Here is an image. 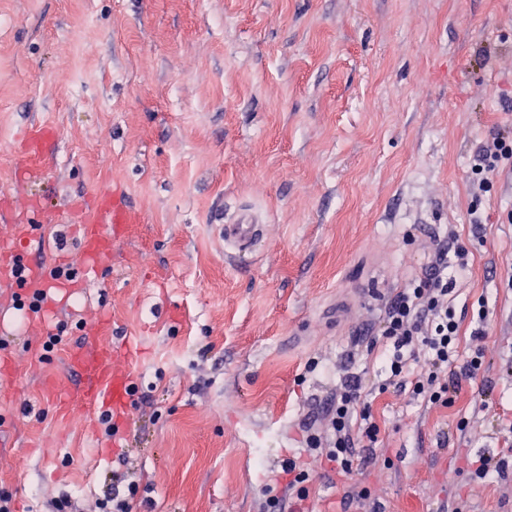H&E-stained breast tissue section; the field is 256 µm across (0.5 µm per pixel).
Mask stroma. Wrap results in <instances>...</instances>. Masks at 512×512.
Listing matches in <instances>:
<instances>
[{
    "instance_id": "stroma-1",
    "label": "stroma",
    "mask_w": 512,
    "mask_h": 512,
    "mask_svg": "<svg viewBox=\"0 0 512 512\" xmlns=\"http://www.w3.org/2000/svg\"><path fill=\"white\" fill-rule=\"evenodd\" d=\"M45 123L57 140L31 159L36 179L16 180L18 139ZM510 130L512 0H0V190L45 200L0 235L45 239L17 257L51 265L76 256L72 207L94 189L120 187L129 211L98 281L50 289L58 316L17 310V286L0 285L13 512L65 494L92 512L124 467L148 512H256L344 371H377L361 333L449 229L469 249L448 368L461 395L448 409L377 398L384 457L363 479L378 512H512V475L478 488L452 475L497 451V417L512 415V181L469 188L481 144ZM237 204L267 221L242 258L218 232ZM356 286V318L337 319ZM102 338L147 400L91 441L98 415L57 404L42 380L74 389L68 356ZM480 345L485 369L467 376ZM308 488L303 512H342L347 485L320 470Z\"/></svg>"
}]
</instances>
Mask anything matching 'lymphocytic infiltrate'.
<instances>
[{"instance_id": "f902f5d3", "label": "lymphocytic infiltrate", "mask_w": 512, "mask_h": 512, "mask_svg": "<svg viewBox=\"0 0 512 512\" xmlns=\"http://www.w3.org/2000/svg\"><path fill=\"white\" fill-rule=\"evenodd\" d=\"M512 160V135L495 134L482 146L472 168V188L489 191L505 162ZM468 249L456 233L436 245L429 265L385 303L378 319L377 336L386 355L385 381L371 385L363 373L343 375L325 409L322 429H307L305 457L287 458L273 486L266 490L258 512H288L290 503L306 500L309 466L324 464L347 483L348 501L369 504L371 491L358 481L359 471L376 461L380 426L372 415L369 398L389 387L408 390L423 406H453L460 394L457 381L447 376L457 356L460 323L452 294L468 267ZM502 441L497 454L468 457L461 469L473 486L501 480L512 472V420L500 426Z\"/></svg>"}]
</instances>
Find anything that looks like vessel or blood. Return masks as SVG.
<instances>
[{"mask_svg": "<svg viewBox=\"0 0 512 512\" xmlns=\"http://www.w3.org/2000/svg\"><path fill=\"white\" fill-rule=\"evenodd\" d=\"M55 126L43 125L37 133L26 135L19 146L28 156L40 154L44 146L56 140ZM36 214L43 208L40 196L32 195L25 200L8 191L0 192V220L12 217L17 208ZM79 258L83 278L97 280L105 261L112 255V242L119 237L129 221L128 210L117 189L103 187L95 191L89 204L79 205ZM226 246L234 256L246 257L256 252L266 232V220L257 209L243 205L225 213L219 226ZM15 266V250L12 239L0 240V282H12ZM70 370L79 380L77 395L90 409L106 414L127 408L128 376L114 366L111 343H99L87 350L75 353L68 359Z\"/></svg>", "mask_w": 512, "mask_h": 512, "instance_id": "1", "label": "vessel or blood"}]
</instances>
